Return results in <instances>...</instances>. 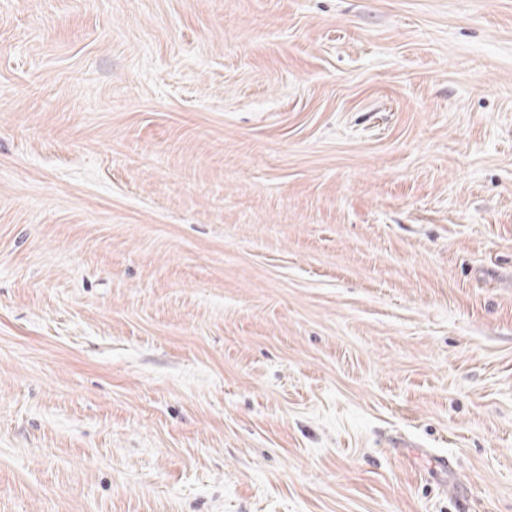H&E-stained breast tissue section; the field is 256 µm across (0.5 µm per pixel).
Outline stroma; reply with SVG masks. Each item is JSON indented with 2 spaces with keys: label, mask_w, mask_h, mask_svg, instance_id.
<instances>
[{
  "label": "stroma",
  "mask_w": 512,
  "mask_h": 512,
  "mask_svg": "<svg viewBox=\"0 0 512 512\" xmlns=\"http://www.w3.org/2000/svg\"><path fill=\"white\" fill-rule=\"evenodd\" d=\"M0 512H512V0H0Z\"/></svg>",
  "instance_id": "obj_1"
}]
</instances>
